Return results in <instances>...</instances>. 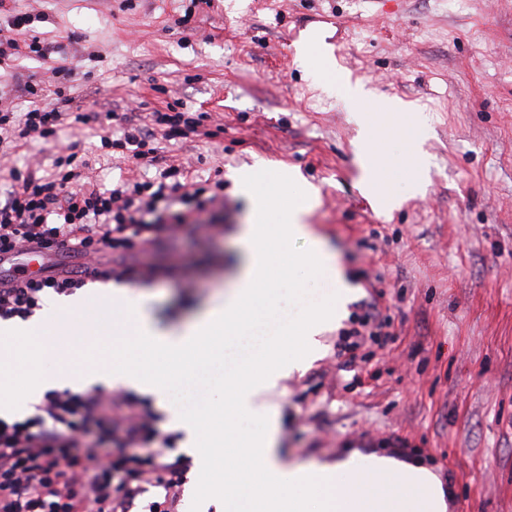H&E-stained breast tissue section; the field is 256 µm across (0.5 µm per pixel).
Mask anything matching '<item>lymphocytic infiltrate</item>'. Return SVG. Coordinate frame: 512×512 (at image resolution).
Segmentation results:
<instances>
[{
	"instance_id": "f902f5d3",
	"label": "lymphocytic infiltrate",
	"mask_w": 512,
	"mask_h": 512,
	"mask_svg": "<svg viewBox=\"0 0 512 512\" xmlns=\"http://www.w3.org/2000/svg\"><path fill=\"white\" fill-rule=\"evenodd\" d=\"M69 77L65 70H54L55 101L33 105L19 124L1 112L0 131L16 140L55 134L60 108L70 102ZM156 125L170 140L201 134L198 118L156 112L148 126L126 118L121 137L111 146L132 164L162 165L152 131ZM162 167L166 178L181 173L176 165ZM164 199V188L148 182L101 190L87 182L77 164L62 168L51 180L27 170L19 183L0 193V257L26 247L49 250L62 245L93 261L96 278L141 280L150 275V267H110L99 259L108 252L141 251L160 235H176L187 214L164 207ZM83 285V278L72 271L1 281L0 319H28L41 309L45 290L69 295ZM112 407L111 396L98 391H50L36 403L31 417L12 422L0 418V512H129L150 486L163 489L164 499L150 503L148 512H163L183 483V462H163L154 454L109 460L81 450L91 429H98L104 439L111 435Z\"/></svg>"
}]
</instances>
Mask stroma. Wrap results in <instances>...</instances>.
<instances>
[{
  "instance_id": "35a3bbf8",
  "label": "stroma",
  "mask_w": 512,
  "mask_h": 512,
  "mask_svg": "<svg viewBox=\"0 0 512 512\" xmlns=\"http://www.w3.org/2000/svg\"><path fill=\"white\" fill-rule=\"evenodd\" d=\"M20 13L27 36L54 49L0 60V101L23 115L25 86L60 66L73 72V101L54 137L0 143V185L14 169L51 176L69 155L107 189L155 177L102 136L120 133L128 112L145 123L171 105L206 113L214 137L159 145L188 181L223 180V212L192 214L177 238L126 258L159 272L133 286L157 322L180 327L227 291L249 220L233 172H298L318 192L306 221L358 294L321 334L320 355L271 396L283 454L417 458L458 512H512V0H0V29ZM312 36L337 70L427 119L424 188L403 187L392 211H366L356 127L296 62ZM370 305L391 340L342 353V333ZM221 372L168 381L170 402L219 398ZM137 399L170 438L163 461L191 458L156 397Z\"/></svg>"
}]
</instances>
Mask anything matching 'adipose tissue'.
<instances>
[{
    "label": "adipose tissue",
    "instance_id": "adipose-tissue-1",
    "mask_svg": "<svg viewBox=\"0 0 512 512\" xmlns=\"http://www.w3.org/2000/svg\"><path fill=\"white\" fill-rule=\"evenodd\" d=\"M304 56L318 84L343 94L358 127L366 185L376 206L389 209L399 201L400 181L424 180L425 117L411 114L404 125L401 172L383 173L380 131L366 112L373 93L336 71L318 45H309ZM233 178L250 202V214L240 229L243 256L223 300L178 330L155 321L148 295L120 287L59 296L32 320L0 322V413L22 412L28 397L46 389H84L100 379L156 394L164 378L191 381L228 347L252 338L282 283L300 292L315 283L322 297L310 316L285 326L225 377L222 401L173 412V424L187 431L198 451L204 482L193 489L196 499L222 502L224 512H365L369 505L374 512H446L441 480L422 467L358 451L333 462L283 460L279 413L268 395L281 377L304 370L318 355L319 335L345 318L357 290L335 253L305 222L316 202L311 186L295 172L283 173L280 184L287 188L289 202L275 211L260 169L239 170ZM298 241L304 252L294 251ZM108 299L132 312L131 323L75 319L76 311L94 309ZM246 415L258 420L255 431L236 429L237 420ZM218 448L235 456L236 466L218 468Z\"/></svg>",
    "mask_w": 512,
    "mask_h": 512
}]
</instances>
